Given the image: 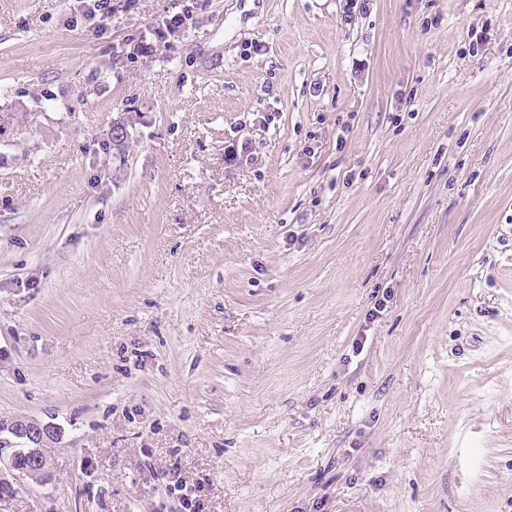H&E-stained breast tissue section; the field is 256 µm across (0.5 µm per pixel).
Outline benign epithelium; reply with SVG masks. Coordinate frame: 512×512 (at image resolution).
Wrapping results in <instances>:
<instances>
[{
  "label": "benign epithelium",
  "instance_id": "obj_1",
  "mask_svg": "<svg viewBox=\"0 0 512 512\" xmlns=\"http://www.w3.org/2000/svg\"><path fill=\"white\" fill-rule=\"evenodd\" d=\"M129 136L128 123L118 120L112 123V150L121 153ZM0 487L12 485L19 477L16 457L23 453L32 461L31 471L38 474L40 481L48 480L55 467L50 454L52 445L62 436V430L49 423L26 417H0ZM20 447H12V441Z\"/></svg>",
  "mask_w": 512,
  "mask_h": 512
}]
</instances>
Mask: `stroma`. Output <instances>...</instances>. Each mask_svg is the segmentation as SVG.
Returning a JSON list of instances; mask_svg holds the SVG:
<instances>
[{
  "instance_id": "stroma-1",
  "label": "stroma",
  "mask_w": 512,
  "mask_h": 512,
  "mask_svg": "<svg viewBox=\"0 0 512 512\" xmlns=\"http://www.w3.org/2000/svg\"><path fill=\"white\" fill-rule=\"evenodd\" d=\"M112 3L0 0L13 512H512V0ZM0 435L5 437L0 440V487L12 486L18 479L19 474L16 468V457L19 453L29 456L32 461L30 473L36 472L40 481H47L54 471L55 460L50 454L53 444L62 436V430L49 423H43L40 420L26 417H0ZM12 440H16L22 448H12ZM31 463L21 458L19 469L22 470L21 479H30L40 482L28 474L27 470ZM26 470V471H25ZM25 471V472H24ZM25 476V477H24ZM21 488L16 485L13 488H2L1 493L8 495H18Z\"/></svg>"
}]
</instances>
